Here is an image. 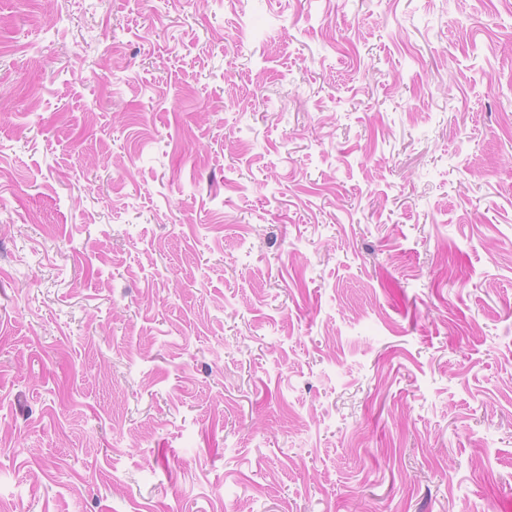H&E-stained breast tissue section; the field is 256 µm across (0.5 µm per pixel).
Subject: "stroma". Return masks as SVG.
Listing matches in <instances>:
<instances>
[{"label": "stroma", "instance_id": "obj_1", "mask_svg": "<svg viewBox=\"0 0 512 512\" xmlns=\"http://www.w3.org/2000/svg\"><path fill=\"white\" fill-rule=\"evenodd\" d=\"M0 512H512V0H0Z\"/></svg>", "mask_w": 512, "mask_h": 512}]
</instances>
